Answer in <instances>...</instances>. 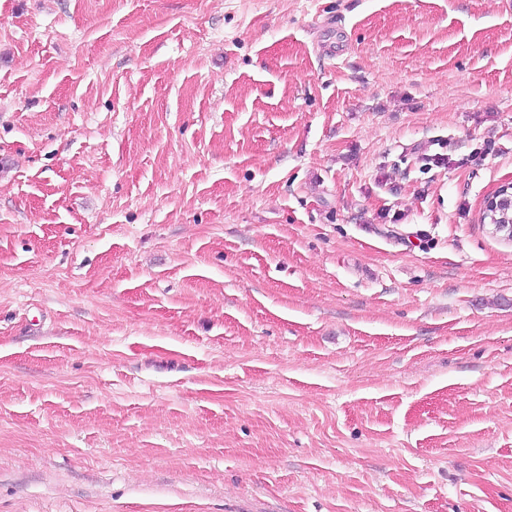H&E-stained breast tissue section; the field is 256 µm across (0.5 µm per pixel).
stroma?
I'll return each mask as SVG.
<instances>
[{
    "instance_id": "35a3bbf8",
    "label": "stroma",
    "mask_w": 512,
    "mask_h": 512,
    "mask_svg": "<svg viewBox=\"0 0 512 512\" xmlns=\"http://www.w3.org/2000/svg\"><path fill=\"white\" fill-rule=\"evenodd\" d=\"M512 0H0V512H512Z\"/></svg>"
}]
</instances>
